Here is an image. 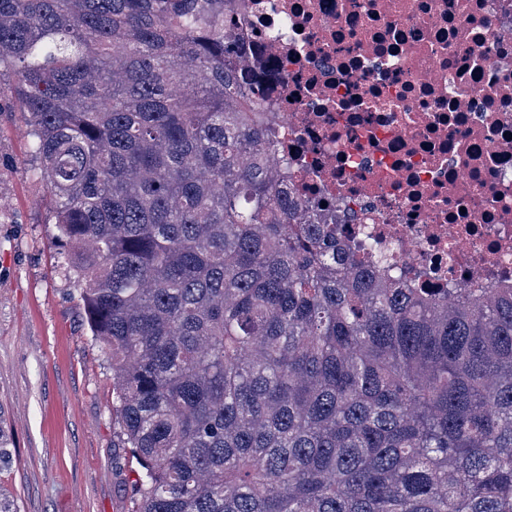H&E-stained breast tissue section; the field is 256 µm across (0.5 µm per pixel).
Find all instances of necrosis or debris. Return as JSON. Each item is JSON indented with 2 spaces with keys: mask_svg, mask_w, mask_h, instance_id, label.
Masks as SVG:
<instances>
[{
  "mask_svg": "<svg viewBox=\"0 0 512 512\" xmlns=\"http://www.w3.org/2000/svg\"><path fill=\"white\" fill-rule=\"evenodd\" d=\"M295 198L412 287L512 285V0H241Z\"/></svg>",
  "mask_w": 512,
  "mask_h": 512,
  "instance_id": "4bbe7bcc",
  "label": "necrosis or debris"
}]
</instances>
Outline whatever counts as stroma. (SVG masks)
Segmentation results:
<instances>
[{
  "instance_id": "35a3bbf8",
  "label": "stroma",
  "mask_w": 512,
  "mask_h": 512,
  "mask_svg": "<svg viewBox=\"0 0 512 512\" xmlns=\"http://www.w3.org/2000/svg\"><path fill=\"white\" fill-rule=\"evenodd\" d=\"M50 207L28 139L0 119V492L18 512H132L137 464Z\"/></svg>"
}]
</instances>
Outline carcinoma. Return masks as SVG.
I'll use <instances>...</instances> for the list:
<instances>
[{"label":"carcinoma","instance_id":"carcinoma-1","mask_svg":"<svg viewBox=\"0 0 512 512\" xmlns=\"http://www.w3.org/2000/svg\"><path fill=\"white\" fill-rule=\"evenodd\" d=\"M239 4L0 0L133 512H512V288H410L290 196Z\"/></svg>","mask_w":512,"mask_h":512}]
</instances>
